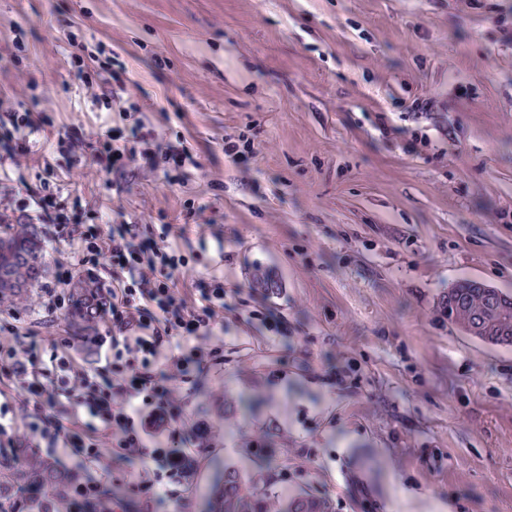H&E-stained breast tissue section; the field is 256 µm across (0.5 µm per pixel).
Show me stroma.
<instances>
[{
	"instance_id": "35a3bbf8",
	"label": "stroma",
	"mask_w": 512,
	"mask_h": 512,
	"mask_svg": "<svg viewBox=\"0 0 512 512\" xmlns=\"http://www.w3.org/2000/svg\"><path fill=\"white\" fill-rule=\"evenodd\" d=\"M1 112L43 126L9 130L29 151L0 157V216L40 224L27 185L85 224H167L178 288L224 280L203 374L164 368L189 467L152 512H207L218 461L332 512H512V347L438 311L464 277L512 293V0H0ZM135 124L194 166L134 140L100 172V134ZM14 316L44 345L68 327L36 286ZM94 444L111 512H143L151 462ZM152 138L153 139L151 143L148 141L143 142L148 146H153V148L147 147L142 153V155L146 156L147 160L150 163V166L154 165L153 156L155 155H160L161 158L163 159L165 165V174L167 173L168 170H182L186 166V163L194 166L195 160L193 159V156L191 155L187 148L178 149L168 147L164 149L162 148L161 144L155 140L157 139L156 135H153Z\"/></svg>"
}]
</instances>
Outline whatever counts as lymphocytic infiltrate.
Segmentation results:
<instances>
[{
	"mask_svg": "<svg viewBox=\"0 0 512 512\" xmlns=\"http://www.w3.org/2000/svg\"><path fill=\"white\" fill-rule=\"evenodd\" d=\"M28 197L52 238L67 241L80 265L102 269L112 331L87 366L70 337H51L44 348L25 341L14 324L0 327V455L16 456L23 445L62 449L88 466L99 457L94 434L109 430L122 455L150 460L155 473L178 474L184 437L163 424L158 368L167 358L185 374L202 369L189 344L223 312V280L199 282L195 299L177 296L174 274L186 259L171 242L169 225L145 236L139 225L116 224L107 234L101 225L80 223L53 195L32 189ZM21 425L28 430L23 442ZM150 431L164 435L166 447H145Z\"/></svg>",
	"mask_w": 512,
	"mask_h": 512,
	"instance_id": "lymphocytic-infiltrate-1",
	"label": "lymphocytic infiltrate"
}]
</instances>
